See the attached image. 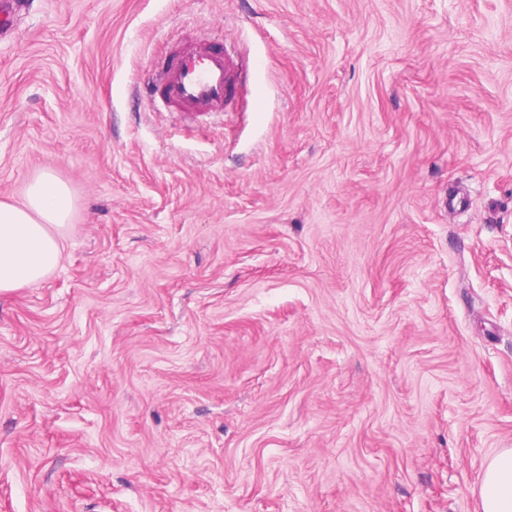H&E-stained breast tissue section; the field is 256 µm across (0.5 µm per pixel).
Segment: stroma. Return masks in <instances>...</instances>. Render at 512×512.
I'll list each match as a JSON object with an SVG mask.
<instances>
[{"mask_svg": "<svg viewBox=\"0 0 512 512\" xmlns=\"http://www.w3.org/2000/svg\"><path fill=\"white\" fill-rule=\"evenodd\" d=\"M0 200L61 265L0 294V512H474L512 448V0H18ZM234 46L232 112L152 69ZM74 211L70 188L52 172L32 177L21 202L0 201V293L38 284L58 268Z\"/></svg>", "mask_w": 512, "mask_h": 512, "instance_id": "35a3bbf8", "label": "stroma"}]
</instances>
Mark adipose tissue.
Wrapping results in <instances>:
<instances>
[{"instance_id":"1","label":"adipose tissue","mask_w":512,"mask_h":512,"mask_svg":"<svg viewBox=\"0 0 512 512\" xmlns=\"http://www.w3.org/2000/svg\"><path fill=\"white\" fill-rule=\"evenodd\" d=\"M74 211L70 188L50 172L31 178L21 202L0 201V293L40 283L58 268ZM475 512H512V448L486 462Z\"/></svg>"}]
</instances>
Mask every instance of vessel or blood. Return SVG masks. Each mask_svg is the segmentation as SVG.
<instances>
[{
  "label": "vessel or blood",
  "instance_id": "obj_1",
  "mask_svg": "<svg viewBox=\"0 0 512 512\" xmlns=\"http://www.w3.org/2000/svg\"><path fill=\"white\" fill-rule=\"evenodd\" d=\"M240 68L223 47L187 49L164 62L160 93L185 110L205 112L231 101Z\"/></svg>",
  "mask_w": 512,
  "mask_h": 512
}]
</instances>
